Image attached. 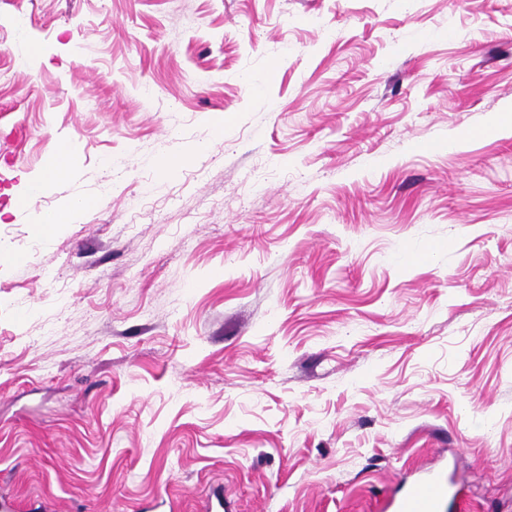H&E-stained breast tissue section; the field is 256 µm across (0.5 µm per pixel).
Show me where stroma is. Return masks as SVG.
Returning a JSON list of instances; mask_svg holds the SVG:
<instances>
[{
	"mask_svg": "<svg viewBox=\"0 0 512 512\" xmlns=\"http://www.w3.org/2000/svg\"><path fill=\"white\" fill-rule=\"evenodd\" d=\"M508 103L512 0H0V494L512 512ZM68 148L63 146L55 156L53 162L46 168L44 176L40 179H29L25 181L23 192L19 199L27 198L41 192L46 184V179L59 178L63 176L68 168ZM88 203V200L80 199L69 210L55 211L49 214H41L37 221L33 224L35 228L39 230V232H44L45 230H49L62 224H68L71 220L72 212L86 207ZM464 489L452 490L441 474H422L416 477L398 497L385 500L383 512H439L445 501L464 498Z\"/></svg>",
	"mask_w": 512,
	"mask_h": 512,
	"instance_id": "35a3bbf8",
	"label": "stroma"
}]
</instances>
